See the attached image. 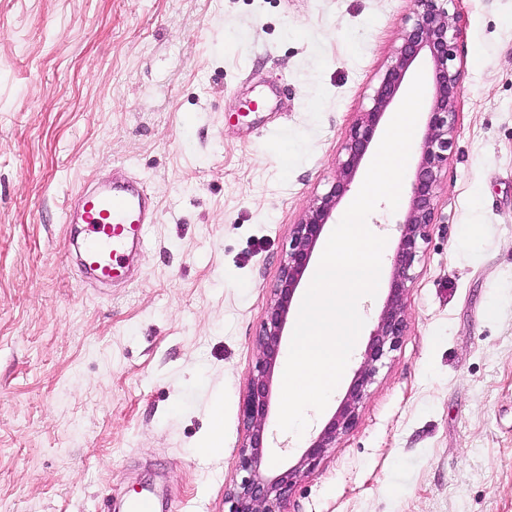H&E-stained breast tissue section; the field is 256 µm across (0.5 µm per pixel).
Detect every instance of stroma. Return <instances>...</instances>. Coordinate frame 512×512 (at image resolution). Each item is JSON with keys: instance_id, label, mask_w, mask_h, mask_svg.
I'll return each mask as SVG.
<instances>
[{"instance_id": "35a3bbf8", "label": "stroma", "mask_w": 512, "mask_h": 512, "mask_svg": "<svg viewBox=\"0 0 512 512\" xmlns=\"http://www.w3.org/2000/svg\"><path fill=\"white\" fill-rule=\"evenodd\" d=\"M457 8L455 141L406 333L287 512H512V0ZM413 9L0 0V512H102L147 484L166 512H224L291 229L331 187ZM416 163L397 209L367 218L390 256ZM110 172L157 215L133 277L103 288L64 218ZM387 292L363 299L354 352L303 434L278 427L275 369L272 466L295 463L340 405Z\"/></svg>"}]
</instances>
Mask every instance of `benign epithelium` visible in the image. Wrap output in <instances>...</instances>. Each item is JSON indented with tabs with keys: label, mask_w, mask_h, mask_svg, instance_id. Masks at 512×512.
<instances>
[{
	"label": "benign epithelium",
	"mask_w": 512,
	"mask_h": 512,
	"mask_svg": "<svg viewBox=\"0 0 512 512\" xmlns=\"http://www.w3.org/2000/svg\"><path fill=\"white\" fill-rule=\"evenodd\" d=\"M416 9L405 19L402 44L374 89L372 107L350 129L328 192L316 199L300 223L294 225L280 274L257 336L259 357L251 373L240 410L246 431L239 448L235 477L224 495L226 512H284L289 491L301 475L315 469L323 454L358 421L359 405L374 382L379 363L396 350L405 334L406 298L415 281V266L435 218L438 173L454 144V122L461 68L455 63L456 0H414ZM431 62L434 96L426 108V126L411 197L392 258L391 282L385 307L372 331L352 385L327 424L291 466L270 470L266 454V424L271 385L283 332L292 303L314 250L340 200L351 190L356 173L375 138L388 107L397 98L414 62Z\"/></svg>",
	"instance_id": "benign-epithelium-1"
}]
</instances>
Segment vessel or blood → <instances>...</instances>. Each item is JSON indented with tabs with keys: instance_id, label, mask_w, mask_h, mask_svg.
<instances>
[{
	"instance_id": "obj_1",
	"label": "vessel or blood",
	"mask_w": 512,
	"mask_h": 512,
	"mask_svg": "<svg viewBox=\"0 0 512 512\" xmlns=\"http://www.w3.org/2000/svg\"><path fill=\"white\" fill-rule=\"evenodd\" d=\"M76 199L65 221L83 228V268L102 285L124 278L129 252L143 245L153 222L151 197L138 183L119 175L82 188Z\"/></svg>"
}]
</instances>
